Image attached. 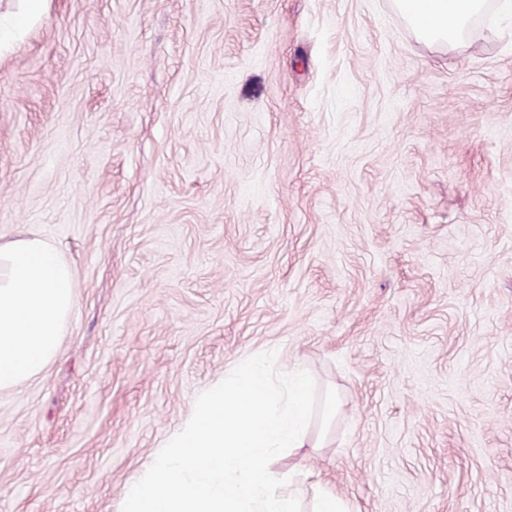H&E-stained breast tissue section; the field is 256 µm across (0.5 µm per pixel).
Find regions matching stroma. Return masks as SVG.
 <instances>
[{"mask_svg":"<svg viewBox=\"0 0 512 512\" xmlns=\"http://www.w3.org/2000/svg\"><path fill=\"white\" fill-rule=\"evenodd\" d=\"M33 232L77 303L0 392V512H120L269 350L327 439L275 471L512 512V11L439 49L392 0H47L0 52V241Z\"/></svg>","mask_w":512,"mask_h":512,"instance_id":"1","label":"stroma"}]
</instances>
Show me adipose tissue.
I'll return each mask as SVG.
<instances>
[{
    "instance_id": "ef3b65f1",
    "label": "adipose tissue",
    "mask_w": 512,
    "mask_h": 512,
    "mask_svg": "<svg viewBox=\"0 0 512 512\" xmlns=\"http://www.w3.org/2000/svg\"><path fill=\"white\" fill-rule=\"evenodd\" d=\"M416 36L452 46L482 15L486 0H393ZM71 265L47 240L32 235L0 242V390L39 374L56 355L75 305Z\"/></svg>"
}]
</instances>
